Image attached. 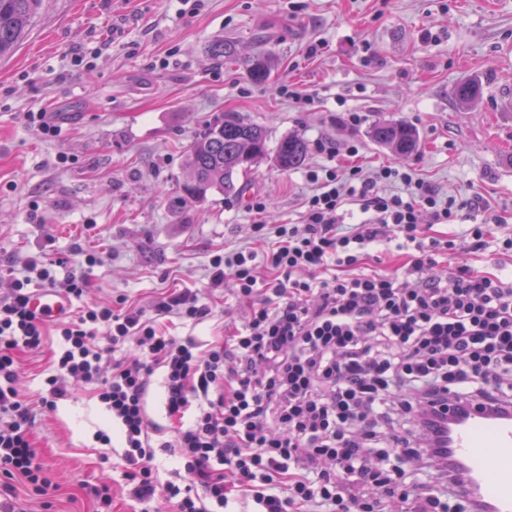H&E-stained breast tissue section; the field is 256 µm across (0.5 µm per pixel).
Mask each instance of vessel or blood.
<instances>
[{
	"label": "vessel or blood",
	"mask_w": 512,
	"mask_h": 512,
	"mask_svg": "<svg viewBox=\"0 0 512 512\" xmlns=\"http://www.w3.org/2000/svg\"><path fill=\"white\" fill-rule=\"evenodd\" d=\"M33 310L50 316L64 315L69 304L51 289L36 291ZM448 455L460 464L466 481L457 489L466 501L481 498L492 512H512V418L490 420L479 408L448 435Z\"/></svg>",
	"instance_id": "b4317fda"
}]
</instances>
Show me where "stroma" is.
Wrapping results in <instances>:
<instances>
[{
    "instance_id": "35a3bbf8",
    "label": "stroma",
    "mask_w": 512,
    "mask_h": 512,
    "mask_svg": "<svg viewBox=\"0 0 512 512\" xmlns=\"http://www.w3.org/2000/svg\"><path fill=\"white\" fill-rule=\"evenodd\" d=\"M177 9L176 0H47L0 61V262L69 258L57 280H90L77 309L191 289L215 317L168 332L207 344L250 312L229 287H211L212 256L250 243L253 225L300 223L310 171L408 169L442 198L475 201L501 219L498 237L512 236V112L497 104L512 87V0H206L195 15ZM218 38L235 43V60L209 56ZM259 53L273 61L262 85L247 74ZM476 76L480 102L459 107L452 89ZM283 85L312 93L314 109L282 95ZM42 111L56 136L25 122ZM227 112L265 127L268 150L303 138L304 164L284 172L267 159L240 197L171 205L187 148ZM392 119L417 129V152L397 156L370 139L373 123ZM257 197L267 201L260 213L250 208ZM59 349L54 337L41 355H22L21 392L41 389ZM101 430L117 432L89 384L37 414L34 446L60 486L50 512H93L89 490L104 481L112 512H136L122 468L110 463L122 449L97 443Z\"/></svg>"
}]
</instances>
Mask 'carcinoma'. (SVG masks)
Segmentation results:
<instances>
[{
  "instance_id": "1",
  "label": "carcinoma",
  "mask_w": 512,
  "mask_h": 512,
  "mask_svg": "<svg viewBox=\"0 0 512 512\" xmlns=\"http://www.w3.org/2000/svg\"><path fill=\"white\" fill-rule=\"evenodd\" d=\"M45 0H0V60L10 59L28 36L35 19L42 13ZM214 58L232 59L237 51L233 43L217 39L208 46ZM250 80L266 83L271 75L269 59L259 56L247 68ZM455 102L465 108L482 97V83L471 79L453 90ZM371 139L399 156L419 149L417 130L404 121H378L369 130ZM266 129L248 117L228 112L209 124L190 144L184 156L186 178L178 184L179 200L202 199L210 192L237 196L243 191L240 180L267 157ZM307 157V144L295 135L278 144L274 162L282 171L301 166Z\"/></svg>"
}]
</instances>
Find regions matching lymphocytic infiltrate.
Instances as JSON below:
<instances>
[{"label":"lymphocytic infiltrate","mask_w":512,"mask_h":512,"mask_svg":"<svg viewBox=\"0 0 512 512\" xmlns=\"http://www.w3.org/2000/svg\"><path fill=\"white\" fill-rule=\"evenodd\" d=\"M315 192L302 223L274 230L264 251L214 255L210 281L232 280L248 303L241 325L200 346L161 333L162 321L193 325L213 316L190 289L168 288L149 304L119 299L47 320L29 306L38 281L77 298L84 275L57 284L38 260L0 296V512H17L14 480L53 498L30 427L36 409H56L73 384L94 385L119 425L130 494L153 512H448L462 481L448 462V431L473 403L512 418V283L466 264L436 273L439 256L512 250L471 202L442 199L412 172L385 166L311 171ZM363 220L345 223V206ZM431 223L468 221L460 238L424 236ZM394 244L403 275L365 271L370 249ZM310 278H302V271ZM105 328L112 344L95 342ZM63 347L36 397L17 386L19 355L38 352L49 330ZM116 360H109V353ZM174 438L153 445L151 378ZM169 452L182 468L164 480L153 460Z\"/></svg>","instance_id":"obj_1"}]
</instances>
